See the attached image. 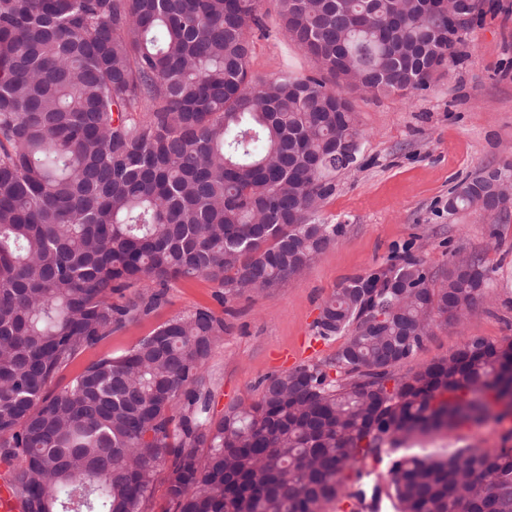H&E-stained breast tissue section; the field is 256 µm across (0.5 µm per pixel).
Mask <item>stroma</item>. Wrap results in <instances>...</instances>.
<instances>
[{"label":"stroma","instance_id":"35a3bbf8","mask_svg":"<svg viewBox=\"0 0 512 512\" xmlns=\"http://www.w3.org/2000/svg\"><path fill=\"white\" fill-rule=\"evenodd\" d=\"M500 4L460 30L461 62L439 69L426 90L408 99L346 90L361 133L356 160L333 174L334 191L318 213L321 222L343 231L301 274L285 287L229 303L206 278L172 282L165 303L77 356L60 383L103 355L129 350L173 316L205 307L224 320V339L204 369L210 413L222 416L230 404L254 398L263 378L285 371L282 355H295L300 365L330 361L344 336L309 346L323 302L408 243L431 273L461 253L479 256L493 275L478 305L457 326L434 329L404 371L448 356L470 335L512 341V214L497 220L472 211L448 213V194L458 182L512 162V0ZM259 11L264 28L252 36V77L268 79L284 70L320 75L315 59L285 34L276 0H260ZM499 448H512V417L463 424L417 439L401 453L440 458Z\"/></svg>","mask_w":512,"mask_h":512}]
</instances>
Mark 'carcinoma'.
Returning a JSON list of instances; mask_svg holds the SVG:
<instances>
[{"mask_svg":"<svg viewBox=\"0 0 512 512\" xmlns=\"http://www.w3.org/2000/svg\"><path fill=\"white\" fill-rule=\"evenodd\" d=\"M284 29L334 80L249 71L259 0H0V463L25 512H331L358 464L483 421L512 390V342L469 336L400 373L458 324L492 270L454 255L441 281L407 244L315 324L349 333L325 365L263 379L216 418L200 392L224 337L207 308L121 355H78L204 276L224 302L283 288L342 233L315 218L358 139L344 90L409 98L458 28L420 0H278ZM512 163L457 184L448 215L488 210ZM135 285L121 302L112 294ZM335 376H330V373ZM397 512H512V448L392 460Z\"/></svg>","mask_w":512,"mask_h":512,"instance_id":"1","label":"carcinoma"}]
</instances>
